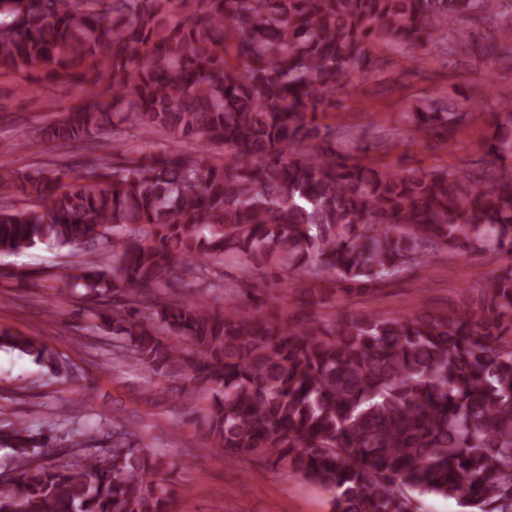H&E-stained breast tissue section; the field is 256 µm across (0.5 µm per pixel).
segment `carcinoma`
Listing matches in <instances>:
<instances>
[{
  "mask_svg": "<svg viewBox=\"0 0 512 512\" xmlns=\"http://www.w3.org/2000/svg\"><path fill=\"white\" fill-rule=\"evenodd\" d=\"M512 51V0H0V74L76 81L88 99L45 132L100 155L71 180L30 178L20 205L0 168V251L37 246L104 263L71 267L115 341L117 366L211 386L204 421L224 452L265 456L332 493L330 512H512V100L469 169L399 174L363 163L365 134L320 122L336 84L372 75L368 47L460 52L473 26ZM104 82L111 97L98 91ZM472 116L444 103L400 112L417 143ZM123 126L136 141L109 137ZM196 142L195 150L171 144ZM501 258L475 311L292 320L278 300L223 281L224 309L178 294L232 265L245 281L340 285L338 302L424 267L438 249ZM0 349L57 375L29 336ZM110 448L8 423L0 512H170L130 424L101 415Z\"/></svg>",
  "mask_w": 512,
  "mask_h": 512,
  "instance_id": "obj_1",
  "label": "carcinoma"
}]
</instances>
